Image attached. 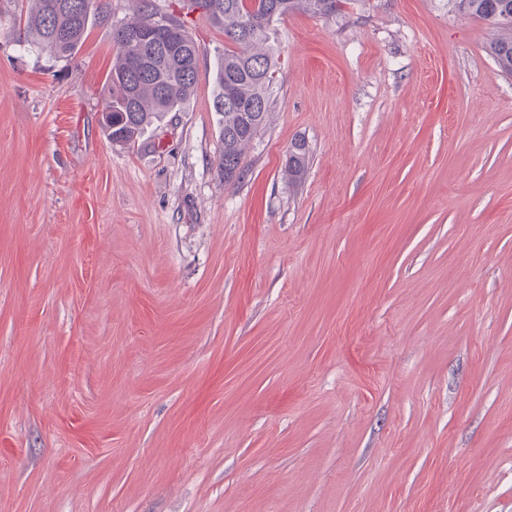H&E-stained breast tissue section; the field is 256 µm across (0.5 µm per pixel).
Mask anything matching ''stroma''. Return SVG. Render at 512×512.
Segmentation results:
<instances>
[{
  "mask_svg": "<svg viewBox=\"0 0 512 512\" xmlns=\"http://www.w3.org/2000/svg\"><path fill=\"white\" fill-rule=\"evenodd\" d=\"M0 0V512H512V76L448 0L275 25L225 185L224 32L112 145L110 0L74 59ZM310 161L288 180L291 144Z\"/></svg>",
  "mask_w": 512,
  "mask_h": 512,
  "instance_id": "35a3bbf8",
  "label": "stroma"
}]
</instances>
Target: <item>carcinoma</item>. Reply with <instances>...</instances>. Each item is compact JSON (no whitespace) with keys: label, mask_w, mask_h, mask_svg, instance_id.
<instances>
[{"label":"carcinoma","mask_w":512,"mask_h":512,"mask_svg":"<svg viewBox=\"0 0 512 512\" xmlns=\"http://www.w3.org/2000/svg\"><path fill=\"white\" fill-rule=\"evenodd\" d=\"M216 26L224 29V48L216 77L214 107L221 115L222 150L219 168L224 184L242 173L245 150L266 124L276 81L277 56L271 45L275 22L292 12L329 16L349 0H185ZM452 9L486 21L498 30L486 53L498 69L512 76V0H448ZM109 19L107 0H32L24 17L25 36L57 58H72L81 49L89 28ZM157 27L154 39L139 41L133 35ZM185 27L180 16L160 12L154 0H139L133 17L113 28L115 50L105 80L103 107L111 119L101 124L112 144L131 146L179 107L195 91L200 48L192 36L176 52L167 50L181 40ZM62 34L61 40L56 34ZM310 159L304 140L288 151V179L299 181Z\"/></svg>","instance_id":"1"}]
</instances>
